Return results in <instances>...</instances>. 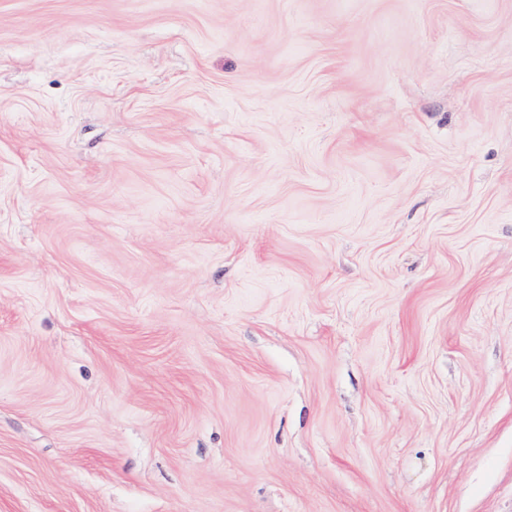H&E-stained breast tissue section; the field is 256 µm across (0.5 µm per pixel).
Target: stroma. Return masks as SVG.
Wrapping results in <instances>:
<instances>
[{
  "label": "stroma",
  "mask_w": 512,
  "mask_h": 512,
  "mask_svg": "<svg viewBox=\"0 0 512 512\" xmlns=\"http://www.w3.org/2000/svg\"><path fill=\"white\" fill-rule=\"evenodd\" d=\"M0 512H512V0H0Z\"/></svg>",
  "instance_id": "1"
}]
</instances>
